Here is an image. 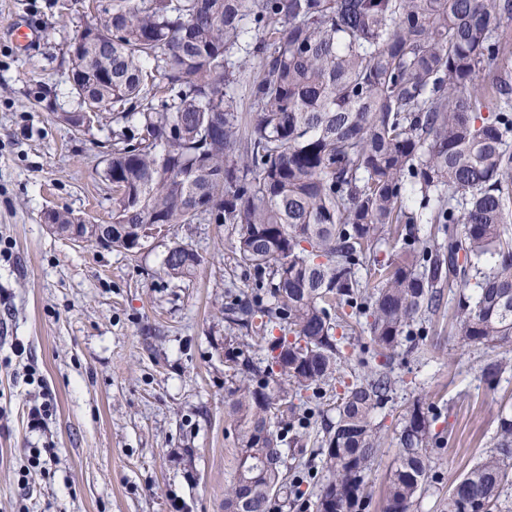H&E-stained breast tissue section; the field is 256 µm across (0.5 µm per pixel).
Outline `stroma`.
<instances>
[{
  "mask_svg": "<svg viewBox=\"0 0 512 512\" xmlns=\"http://www.w3.org/2000/svg\"><path fill=\"white\" fill-rule=\"evenodd\" d=\"M23 18L42 32L26 53L5 34ZM94 21L74 0H0V512H224L238 460L225 407L240 383L225 340L243 334L224 308L233 297L267 299L259 273L236 263L229 228L209 220L171 225L136 254L73 242L43 221L50 207L112 220L111 118L79 132L57 119L80 108L67 50ZM176 242L202 260L192 278L163 271ZM459 293L442 288L438 311L388 359L366 323L356 324L335 380L293 399L313 436L370 369L393 380L390 401L373 414L382 447L365 512L383 508L413 405L432 417L433 441L411 512H446L452 480L491 448L500 411L512 407V342L494 350L508 367L486 378L492 350L455 334ZM45 400L47 427L31 430L28 409ZM32 448L50 449L45 471L29 470ZM287 453L295 486L279 512H308L321 457L310 445Z\"/></svg>",
  "mask_w": 512,
  "mask_h": 512,
  "instance_id": "1",
  "label": "stroma"
}]
</instances>
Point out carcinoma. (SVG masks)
Returning <instances> with one entry per match:
<instances>
[{
	"label": "carcinoma",
	"instance_id": "obj_1",
	"mask_svg": "<svg viewBox=\"0 0 512 512\" xmlns=\"http://www.w3.org/2000/svg\"><path fill=\"white\" fill-rule=\"evenodd\" d=\"M95 42L68 51L73 89L112 122L110 247L147 224L231 227L238 264L268 275L273 302H240L293 339L268 342L266 365L238 362L251 384L227 405L238 444L224 512H273L288 498L283 416L288 388L320 389L342 357L335 329L366 318L388 356L434 312L438 289L460 281L456 329L474 346L512 341V0H105ZM255 31L260 75L242 123L231 51ZM164 96L148 100L152 70ZM436 196L415 210L412 195ZM417 224H440L445 243H419ZM397 235L399 256L377 258ZM201 264L186 244L164 259L172 278ZM372 267L367 293L357 276ZM336 310L331 319L329 309ZM393 381L372 370L336 405L321 440L323 512H363L381 447L372 412ZM431 421L404 418L383 512H410L428 473ZM512 412L498 415L495 450L453 483L448 512H493L512 486Z\"/></svg>",
	"mask_w": 512,
	"mask_h": 512
}]
</instances>
